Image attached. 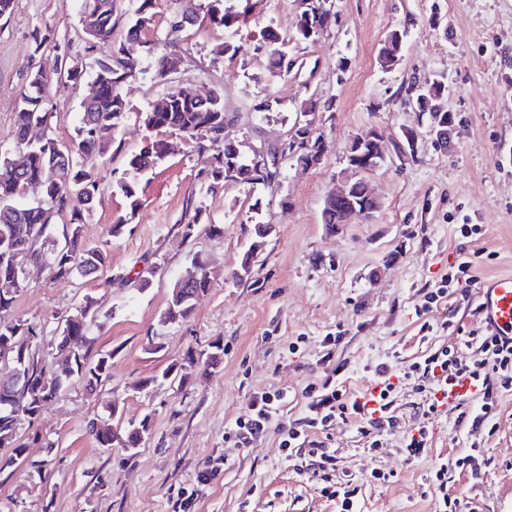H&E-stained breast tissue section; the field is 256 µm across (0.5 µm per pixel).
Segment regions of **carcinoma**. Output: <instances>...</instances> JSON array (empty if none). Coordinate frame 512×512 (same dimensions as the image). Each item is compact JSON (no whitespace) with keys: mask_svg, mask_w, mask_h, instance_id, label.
Segmentation results:
<instances>
[{"mask_svg":"<svg viewBox=\"0 0 512 512\" xmlns=\"http://www.w3.org/2000/svg\"><path fill=\"white\" fill-rule=\"evenodd\" d=\"M226 0H208L206 11L213 13L212 26L224 29H239L247 25V13L224 6ZM332 0H300L293 35L285 36L271 26L262 28L255 49L264 53L269 76L281 77L290 74L297 65V58L288 50L289 44L313 41L325 30L336 24V12L330 11ZM116 0H85V16L93 18L96 26L94 36L82 34L88 49L100 51L96 59L94 82L98 84L94 97L81 103L82 113L72 136L70 154L59 158L50 144L30 145L26 137L31 126L40 123L53 125L54 113L47 108V89L53 76L36 69L28 77V89L14 113V149L29 152L28 166L17 171L11 167L10 157L0 154V348L10 347L11 352L24 354L25 363L32 367V381L22 393V405L6 408L0 403V440L17 438L20 421L34 425L40 414L39 403L47 393L58 394L69 383L74 382L94 391L112 376V354H100L93 358L89 354V328L91 320L82 318L91 310L96 318L107 319L110 314L101 312L94 301L86 300L68 316L57 336L59 349L73 355L67 370L49 375L32 351L27 327L29 324L9 319L14 311L21 289V271L8 256V250H29L30 258L49 267L57 280L72 278H96L112 270L108 253L88 243L82 235L86 216L94 207L101 193V177L95 161L112 151L117 132L128 115V105L122 95V86L136 77L139 59L154 60L155 77L168 86L163 96L165 107L154 106L141 113L148 128L159 127L162 131L187 138L198 151L211 153L209 168L199 173L200 181L214 190L226 181H234L250 187L272 184L279 173V160L291 154V150H278V142L268 145L267 160H258L246 155L243 146L233 140L224 139V123H233L234 117L226 112L224 92L215 89L205 97L182 94L174 84V73L169 66L174 59L181 60L191 55L193 44L181 29L182 13L173 14L167 23L164 38L166 51L161 52L158 42L145 36L146 26L154 16L156 0H138L136 19L128 27L125 40L112 41L113 11ZM396 33H390L379 49L382 66L390 68L400 56L394 42ZM444 77H425L410 83L409 97H414V88H421L424 101L422 112H435L439 99L445 95ZM160 162L159 151L141 147L127 158V166L139 173L153 170ZM118 187L129 200V216L119 217L110 225L113 237L121 235L140 205L137 186L133 182L121 181ZM65 212L68 223L62 226L64 245L61 249L44 247L54 241L53 221L58 213ZM248 246L240 255L233 278L239 272L253 269L256 250L263 248L264 238L258 235L256 225L245 228ZM199 277L191 289L202 294L211 286V272L207 263L198 260ZM184 285L173 284L166 306L160 314L164 324L186 321L194 312L195 300L181 297ZM214 352L200 358L188 349L183 357L171 365L163 374L189 379L200 365L215 364L223 352L220 345ZM87 432L99 448L125 447L130 441L128 430L113 423L111 418H100L89 423Z\"/></svg>","mask_w":512,"mask_h":512,"instance_id":"cac0c4a2","label":"carcinoma"}]
</instances>
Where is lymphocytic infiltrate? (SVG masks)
<instances>
[{
	"mask_svg": "<svg viewBox=\"0 0 512 512\" xmlns=\"http://www.w3.org/2000/svg\"><path fill=\"white\" fill-rule=\"evenodd\" d=\"M464 346L476 347L483 355L482 360H468L461 354V348L442 347L400 371L394 370L389 363H377L373 367L377 385L365 394L350 393L344 383L331 377L305 388L304 414L289 423L280 442L286 457H309L321 495L340 499L342 512H353L362 486L354 479L338 476L337 458L322 441V434L327 433L336 420L352 419L357 423L358 433L368 437L370 448L378 449L383 436L396 431L399 426L395 407V392L399 385L413 382L416 391L423 395V416L438 414L440 403L428 391L427 385L440 372L451 376L464 373L481 382L484 393L480 405L459 406L456 421L474 429L484 426L495 414L497 391L512 389V344L501 342L488 333H472L466 337ZM287 399V392L280 389L250 394L246 414L236 419L230 433L237 447H250L263 437L272 417ZM479 454V448L474 447L456 457L453 463L442 462L431 470L430 484L443 492L438 500V512H467V502L446 494L448 471L452 468L462 472L471 469Z\"/></svg>",
	"mask_w": 512,
	"mask_h": 512,
	"instance_id": "obj_1",
	"label": "lymphocytic infiltrate"
}]
</instances>
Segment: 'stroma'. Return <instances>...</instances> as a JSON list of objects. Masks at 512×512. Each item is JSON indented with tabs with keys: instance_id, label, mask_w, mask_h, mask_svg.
<instances>
[{
	"instance_id": "stroma-1",
	"label": "stroma",
	"mask_w": 512,
	"mask_h": 512,
	"mask_svg": "<svg viewBox=\"0 0 512 512\" xmlns=\"http://www.w3.org/2000/svg\"><path fill=\"white\" fill-rule=\"evenodd\" d=\"M335 10V25L293 45L300 68L282 78L268 75L251 36L268 24L292 32L296 0H260L246 53L234 59L214 53L221 30H189L194 49L177 86L197 96L223 89L226 110L240 115L232 136L255 145L286 138L305 99L330 102L316 124L326 141L322 162L305 169L285 159L271 185L229 182L207 190L197 174L208 154L177 135L174 154L155 174L129 170L126 158L145 134L139 115L165 93L151 59L141 58L137 76L123 87L130 111L117 135L121 149L97 162L103 191L83 226L85 238L109 253L112 272L55 280L48 270L32 271L14 312L39 327L33 349L46 368H56L59 325L85 298H95L109 317L91 326L90 351L111 353L112 377L93 392L67 386L35 426L20 425V437L35 431L39 439L23 463L0 471V512H173L183 492L194 493V512H336L279 447L283 425L304 412V387L336 371L349 390L361 391L374 380L373 365H407L481 330L475 303L456 294L425 316L416 310L423 288L447 276L458 259L471 261L480 282L512 274V0H335ZM82 12L83 0H14L0 23V150L12 147L14 112L32 67L53 70L65 55L82 66L84 79L51 84L48 103L55 136L73 135L97 58L77 37ZM394 30L406 34L402 55L385 69L378 50ZM45 31L52 40L35 51L33 38ZM438 75L451 87L442 109L455 118L444 147L428 133L430 116L409 106L404 92L410 81ZM268 93L277 111H256ZM404 128L421 133L414 156L387 161L366 177L380 209L349 224L322 223L349 139L374 131L388 138ZM120 179L140 183L136 213L115 186ZM257 198L264 203L259 212L251 209ZM194 213L201 224L223 225V236L184 238L181 224ZM126 214L132 221L125 233L111 236L110 225ZM259 221L273 231L251 275L236 280L244 228ZM463 224L477 225V234L462 237ZM196 255L212 272L211 287L186 322L161 323L172 285ZM151 264L158 268L153 284L138 290L135 278ZM426 322L434 327L427 335ZM337 332L344 338L331 364H320L323 337ZM217 344L218 365L184 383L163 380L184 351L205 355ZM141 382L147 390L136 391ZM276 388L288 391L279 418L251 447H236L227 432L245 415L249 394ZM420 400L412 386L399 389L400 428L377 453H369L353 423L331 430L340 469L363 484L358 512H434L430 470L474 438L486 442L478 472L450 474L449 494L470 501L474 512H512V390L499 393L490 433L457 427L452 411L423 417ZM110 403L123 421L150 418L151 432L136 453L98 448L89 436L88 422L106 415ZM421 423L431 446L411 460L401 449L404 432ZM213 459L222 461L221 473L198 484ZM37 467L39 479L32 475ZM375 469L391 482L375 480Z\"/></svg>"
}]
</instances>
